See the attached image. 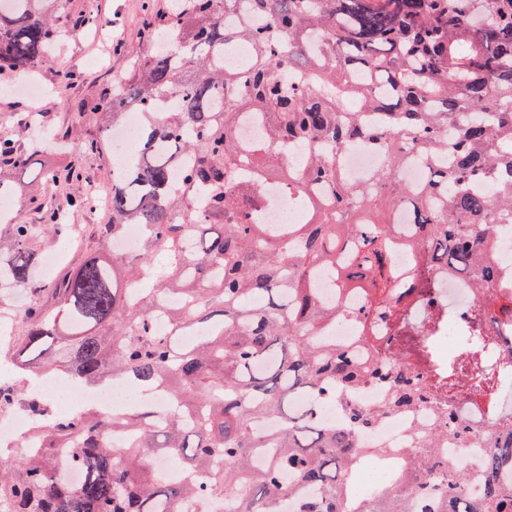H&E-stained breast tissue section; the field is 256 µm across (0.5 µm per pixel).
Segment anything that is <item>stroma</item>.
<instances>
[{
	"label": "stroma",
	"instance_id": "stroma-1",
	"mask_svg": "<svg viewBox=\"0 0 512 512\" xmlns=\"http://www.w3.org/2000/svg\"><path fill=\"white\" fill-rule=\"evenodd\" d=\"M167 8L168 0H68L66 12L56 17L65 33L37 68L38 79L63 90L60 97L47 100L41 119L61 136L59 144L43 150L42 166L51 171L64 168L71 159V144L95 134L83 102L110 96L113 87L126 80L132 63L151 50L155 13ZM84 14L100 17L101 25L81 27ZM15 81V76H0V135L16 133L27 120L29 102L12 92ZM107 219L99 210L72 213L65 234L42 240L44 264L38 279L48 282L74 267L85 249L95 245L94 226Z\"/></svg>",
	"mask_w": 512,
	"mask_h": 512
}]
</instances>
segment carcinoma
<instances>
[{
    "instance_id": "obj_1",
    "label": "carcinoma",
    "mask_w": 512,
    "mask_h": 512,
    "mask_svg": "<svg viewBox=\"0 0 512 512\" xmlns=\"http://www.w3.org/2000/svg\"><path fill=\"white\" fill-rule=\"evenodd\" d=\"M0 0V75L35 71L60 37L51 4ZM170 36L136 60L122 86L91 104L98 137L77 144L107 159L112 223L101 245L129 224L144 229L139 253L92 250L61 277L39 282L41 230L64 232L56 197L38 204L41 224L0 222V283L47 294L16 316L11 348L21 384L0 385V408L24 405L39 451L19 461L0 455V512H187L195 498L221 497L227 512H512V433H493L476 469L437 453L456 434H420L402 452L401 475L379 496L355 499L345 476L366 457L357 433L382 415L424 399L417 379L382 360L362 362L322 340L340 318L367 321L395 301L392 215L412 207L421 259L471 278L496 320L512 325V302L498 303L502 277L489 241L512 214V0H179L156 14L154 36ZM250 47L245 65L218 63L232 43ZM142 115L138 145L122 163L112 131L126 110ZM265 120V139L307 153L300 172L258 143L241 145L239 114ZM365 143L385 166L368 188L343 178V150ZM42 144L0 136V192L34 165ZM428 161L427 180L400 178L406 152ZM275 172L286 195L305 199L314 218L273 226L258 221L263 183ZM72 186L69 207L85 209L80 167L46 173ZM360 291L367 304H324L317 274ZM149 286L131 292L143 279ZM170 295L171 327L154 333ZM436 370L432 385L458 391L483 361L485 340ZM58 374L88 388L114 377L150 394L167 389L178 409L159 418L143 404L110 418L88 411L59 416L36 382ZM387 381L373 411L345 402L366 378ZM308 398L296 411L293 400ZM345 409L326 424L314 401ZM127 447H112V432ZM69 452L59 457L56 450ZM174 454L184 477L169 478L157 458ZM82 471L78 484L62 467ZM476 483L478 495L468 494Z\"/></svg>"
}]
</instances>
